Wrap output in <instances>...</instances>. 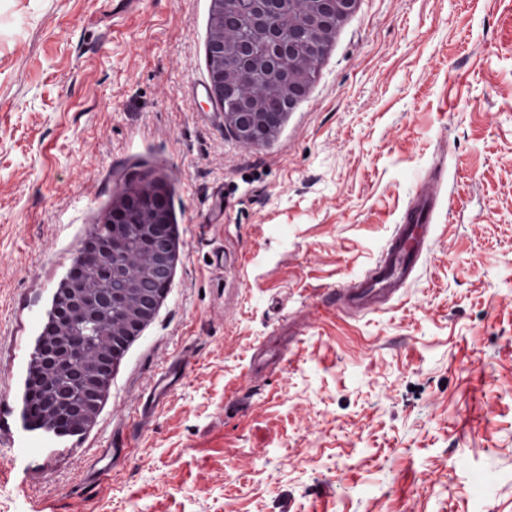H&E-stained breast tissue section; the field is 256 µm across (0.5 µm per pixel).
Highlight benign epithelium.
<instances>
[{
  "label": "benign epithelium",
  "mask_w": 512,
  "mask_h": 512,
  "mask_svg": "<svg viewBox=\"0 0 512 512\" xmlns=\"http://www.w3.org/2000/svg\"><path fill=\"white\" fill-rule=\"evenodd\" d=\"M224 27L209 56L224 59L210 74L214 98L224 100V121L239 141L252 145L259 131L269 132L285 113L271 98L255 92L267 86L291 93L309 83L336 27L356 0H219ZM107 233L91 235L79 253L77 274L68 278L55 311L59 343L42 346L36 360L76 364L81 402L77 431L95 420L110 387L112 366L126 344L155 316L159 300L128 312L129 291L144 266L171 274L176 246L168 199L163 191H131L104 219ZM112 337V351L81 350L82 328L93 319Z\"/></svg>",
  "instance_id": "1"
}]
</instances>
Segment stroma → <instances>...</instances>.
Here are the masks:
<instances>
[{
  "mask_svg": "<svg viewBox=\"0 0 512 512\" xmlns=\"http://www.w3.org/2000/svg\"><path fill=\"white\" fill-rule=\"evenodd\" d=\"M211 6L0 0V512H512V0H357L252 146L197 92ZM426 180L409 286L338 310ZM154 186V318L86 431L32 429L58 289Z\"/></svg>",
  "mask_w": 512,
  "mask_h": 512,
  "instance_id": "35a3bbf8",
  "label": "stroma"
}]
</instances>
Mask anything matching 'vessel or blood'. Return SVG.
<instances>
[{"mask_svg": "<svg viewBox=\"0 0 512 512\" xmlns=\"http://www.w3.org/2000/svg\"><path fill=\"white\" fill-rule=\"evenodd\" d=\"M436 193L422 185L397 225L375 266L353 285L336 292L340 308L370 312L382 307L407 287L415 266L432 241Z\"/></svg>", "mask_w": 512, "mask_h": 512, "instance_id": "b4317fda", "label": "vessel or blood"}]
</instances>
